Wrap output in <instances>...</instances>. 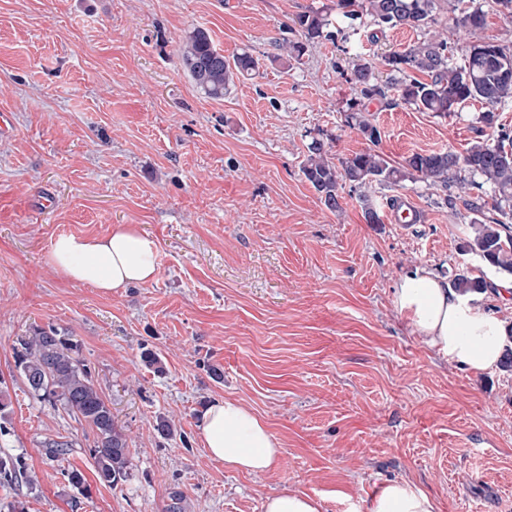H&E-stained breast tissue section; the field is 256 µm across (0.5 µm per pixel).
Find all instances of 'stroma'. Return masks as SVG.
I'll list each match as a JSON object with an SVG mask.
<instances>
[{"label": "stroma", "instance_id": "1", "mask_svg": "<svg viewBox=\"0 0 512 512\" xmlns=\"http://www.w3.org/2000/svg\"><path fill=\"white\" fill-rule=\"evenodd\" d=\"M333 0H0V389L10 411L0 453L20 458L0 512H263L290 487L354 512L387 482L409 480L436 512H512V371H472L422 342L393 306L400 276L422 267L491 287L487 308L512 323L504 276L462 251L475 215L455 189L420 178L343 184L326 210L301 163L312 138L332 157L369 143L349 122L351 60L419 39L370 18L349 39H321L286 62L278 44L307 9ZM201 27L225 57L256 71L223 98L202 94L179 49ZM392 164L465 153L481 105L448 115L366 102ZM422 220L396 224L398 198ZM382 221L366 223L364 202ZM135 224L158 245L151 283L111 295L60 278L43 258L58 234L104 236ZM55 326L80 356L129 439L131 469L101 485L94 434L30 394L17 337ZM152 351L158 366L146 365ZM219 368L214 378L211 368ZM243 401L281 453L266 472L211 459L199 423L214 400ZM173 422L162 438L159 420ZM68 442L66 455L51 445ZM79 469L83 489L64 470Z\"/></svg>", "mask_w": 512, "mask_h": 512}]
</instances>
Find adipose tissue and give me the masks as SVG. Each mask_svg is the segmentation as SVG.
Here are the masks:
<instances>
[{"mask_svg": "<svg viewBox=\"0 0 512 512\" xmlns=\"http://www.w3.org/2000/svg\"><path fill=\"white\" fill-rule=\"evenodd\" d=\"M45 262L63 279L106 294L150 283L158 274L155 241L132 224L115 225L103 237L57 235ZM393 304L416 334L448 361L477 371L499 366L512 328L487 310L479 296L459 293L446 279L418 268L397 282ZM200 428L209 455L231 470L267 471L281 451L267 423L234 398L209 404ZM365 512H436V504L415 483L401 480L371 495Z\"/></svg>", "mask_w": 512, "mask_h": 512, "instance_id": "1", "label": "adipose tissue"}]
</instances>
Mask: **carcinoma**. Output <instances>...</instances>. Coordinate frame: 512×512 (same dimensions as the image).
<instances>
[{
    "mask_svg": "<svg viewBox=\"0 0 512 512\" xmlns=\"http://www.w3.org/2000/svg\"><path fill=\"white\" fill-rule=\"evenodd\" d=\"M454 27L468 33L463 45V64L454 62V46L449 41L448 27L432 30L439 24V0H336L341 16L354 19L368 16L381 28L408 27L424 33L423 38L402 50L381 56V66L390 74L391 85L375 81L371 62L358 56L354 60L350 81L356 98H385L388 89L397 92L398 100L423 112L448 114L469 101L483 105L480 122L487 128H498L496 141L481 138L458 155L451 150L414 153L400 166L392 165L375 149L379 144L378 127L355 111L360 133L371 147L349 157L333 161L323 140L312 139L301 163V172L328 210H341L339 181L355 185L396 184L418 176L433 185L456 186L466 193L489 185L491 199L478 193L467 205L483 213L492 206L496 216L474 225V235L465 250L481 257L498 272L512 276V133L497 127L499 108L512 103V48L486 41L479 36L486 24V11L474 0H454ZM298 33L286 44L287 60H298L308 47L329 37L328 15L320 10H306L292 19ZM180 59L196 88L213 99L224 98L234 77L253 71L258 60L243 52L227 59L202 28L193 29L181 47ZM425 79H419V76ZM453 287L461 293H483L490 283L482 276L459 274ZM15 366L29 393L60 404L94 432L91 454L97 480L112 487L129 474L131 460L126 434L117 426L112 407L96 387L88 364L80 358V344L66 332L54 327L35 328L27 336L17 338L14 347ZM21 474L20 459L0 454V481L11 482Z\"/></svg>",
    "mask_w": 512,
    "mask_h": 512,
    "instance_id": "obj_1",
    "label": "carcinoma"
}]
</instances>
